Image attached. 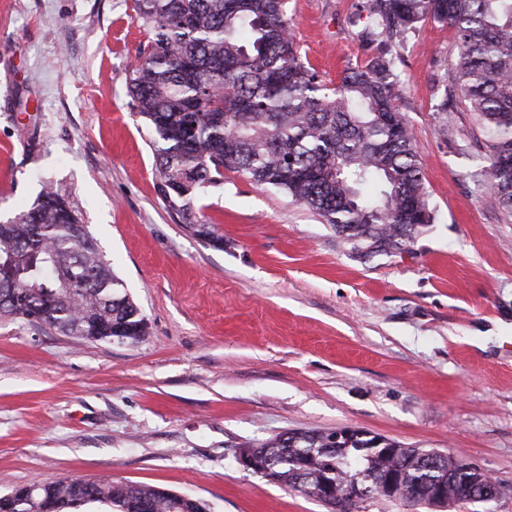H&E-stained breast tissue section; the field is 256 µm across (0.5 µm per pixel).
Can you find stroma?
Segmentation results:
<instances>
[{
	"mask_svg": "<svg viewBox=\"0 0 512 512\" xmlns=\"http://www.w3.org/2000/svg\"><path fill=\"white\" fill-rule=\"evenodd\" d=\"M366 0H288L325 80L372 53ZM147 34L131 0H0V221L43 184L87 224L148 324L86 341L0 319V493L64 478L158 486L209 512H329L241 467L292 430L358 428L471 464L494 502L374 497L355 512H512V222L471 175L470 113L438 135L453 29L426 23L397 63L434 222L409 254L354 257L286 193L228 172L173 209L127 95ZM224 240L195 236L187 220Z\"/></svg>",
	"mask_w": 512,
	"mask_h": 512,
	"instance_id": "1",
	"label": "stroma"
}]
</instances>
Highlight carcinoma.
<instances>
[{
  "label": "carcinoma",
  "mask_w": 512,
  "mask_h": 512,
  "mask_svg": "<svg viewBox=\"0 0 512 512\" xmlns=\"http://www.w3.org/2000/svg\"><path fill=\"white\" fill-rule=\"evenodd\" d=\"M149 32L127 94L154 133L155 169L173 208L238 173L288 194L329 224L351 253L370 260L410 252L433 223L418 150L397 104L394 55L426 21L452 28L449 85L436 104L439 131L453 137L448 109L470 113L484 140L475 175L490 205L512 219V0H368L365 36L377 53L335 84L303 60L290 34L287 0H134ZM0 318H18L90 341L145 335L147 323L123 281L72 208L49 187L0 223ZM288 432L237 453L262 475L303 492L324 480L357 481L380 493L381 473L409 464L402 482L448 496L489 483L475 467L428 463L430 453L386 437ZM381 440L395 456L369 452ZM15 512L74 499L116 512H207L205 503L153 487L63 479L37 482Z\"/></svg>",
  "instance_id": "1"
}]
</instances>
